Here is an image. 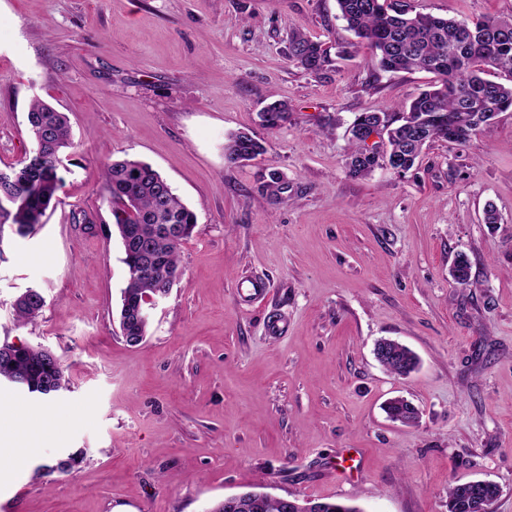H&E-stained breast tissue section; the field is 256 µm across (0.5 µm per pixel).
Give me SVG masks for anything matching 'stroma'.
<instances>
[{
    "instance_id": "obj_1",
    "label": "stroma",
    "mask_w": 512,
    "mask_h": 512,
    "mask_svg": "<svg viewBox=\"0 0 512 512\" xmlns=\"http://www.w3.org/2000/svg\"><path fill=\"white\" fill-rule=\"evenodd\" d=\"M406 2L512 16V0ZM296 31L355 39L336 0H0V168L34 148L32 99L66 113L74 141L42 224L0 234V343L52 350L69 380L48 400L0 383V424L38 443L0 483V512H208L258 484L448 512L449 484L475 479L500 486L492 512H512V112L405 175L350 176L354 115L402 111L433 76L374 74L363 46L320 80L287 58ZM275 99L291 111L268 129L258 113ZM239 131L265 147L244 165L224 158ZM125 156L197 215L137 346L119 330L128 273L104 199L103 165ZM460 252L464 287L449 275ZM30 287L45 305L20 324ZM381 338L417 370L386 372ZM398 396L416 424L387 418ZM49 405L71 425L42 423ZM76 452L70 474L44 475Z\"/></svg>"
}]
</instances>
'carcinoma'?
Wrapping results in <instances>:
<instances>
[{
	"instance_id": "carcinoma-1",
	"label": "carcinoma",
	"mask_w": 512,
	"mask_h": 512,
	"mask_svg": "<svg viewBox=\"0 0 512 512\" xmlns=\"http://www.w3.org/2000/svg\"><path fill=\"white\" fill-rule=\"evenodd\" d=\"M340 18L372 51L375 72L395 73L419 70L436 80L411 99L405 112H360L350 125V153L347 167L353 177H365L378 168H399L409 172L423 149L436 141L460 145L489 125L502 112L512 110V17H483L465 22L415 13L406 4L387 0H336ZM353 43H325L296 32L288 42V60L311 75L327 79L338 71L337 63L352 57ZM494 71V78L485 74ZM261 124L269 129L288 120L290 107L273 101L261 109ZM28 131L40 148L11 165L16 179L0 185V233L4 224L27 231L42 223L50 203L62 185L61 157L73 146L67 116L36 99L27 115ZM379 136L371 147L366 139ZM264 153L253 135L238 132L224 145L231 164L251 161ZM106 201L112 208L113 227L118 236L134 224L141 228L137 245L123 251L127 268L142 271L128 277L121 302L145 295L168 293L171 277L179 272V251L192 237L197 224L194 211L175 194L170 183L152 165L133 159L105 164ZM470 261L459 253L450 268L453 281L469 284ZM44 297H28L13 303L17 318L28 322L44 307ZM418 358L405 347L383 361L390 373L411 372ZM21 376L51 386L65 382L59 359L50 358L43 348L25 347L9 362L0 361V380ZM392 419L412 420V404L394 399L385 405ZM478 488L456 482L448 486V512H471L470 501ZM323 512H361L349 500L324 498ZM217 512H285L281 501L261 491L224 503Z\"/></svg>"
}]
</instances>
